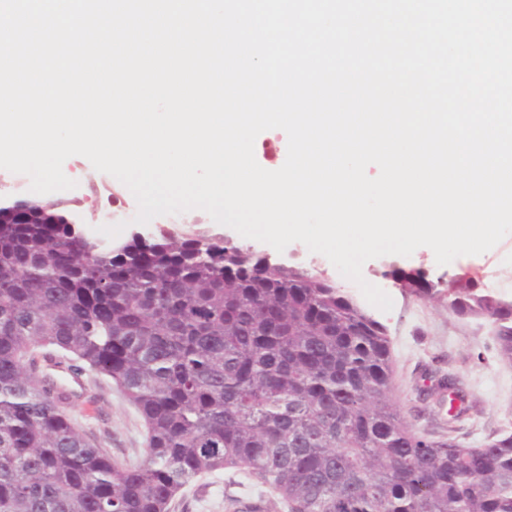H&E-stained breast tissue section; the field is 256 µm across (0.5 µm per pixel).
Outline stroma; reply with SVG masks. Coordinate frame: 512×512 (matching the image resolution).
Masks as SVG:
<instances>
[{
    "mask_svg": "<svg viewBox=\"0 0 512 512\" xmlns=\"http://www.w3.org/2000/svg\"><path fill=\"white\" fill-rule=\"evenodd\" d=\"M63 171L75 180L73 189L54 193L53 201L77 212L87 230L117 221V210L136 209L131 191L111 175L96 171L81 156L68 158ZM165 227L180 233L204 230L233 236V229L220 225L204 211L162 215L150 221L149 230ZM283 260L315 269L340 288L359 294V287L344 278L322 254L300 242L282 252ZM387 257L367 261L364 279L381 288L393 300L391 311L373 310L387 329L393 363L391 399L402 418L417 433L438 436L454 433L465 446L479 447L499 434L512 433V362L502 359L490 323L481 318L458 317L448 311L446 280L464 270L477 272L479 285L512 300V234L489 251L461 256L438 265L430 248H418L401 258L406 268L425 271L437 282L433 298L402 295L385 275ZM38 367V374L48 372ZM59 384L73 392L69 412L81 434L109 452L114 459L144 464L147 429L141 413L116 388L110 377L90 369L72 370L70 362L50 370ZM455 376L465 398V413L450 421L447 405L424 401L423 395L438 381ZM259 503V512H287L276 495L263 493L260 480L235 470L196 478L176 495L170 512H233L229 499Z\"/></svg>",
    "mask_w": 512,
    "mask_h": 512,
    "instance_id": "stroma-1",
    "label": "stroma"
}]
</instances>
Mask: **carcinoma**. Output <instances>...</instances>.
I'll return each mask as SVG.
<instances>
[{"instance_id": "obj_1", "label": "carcinoma", "mask_w": 512, "mask_h": 512, "mask_svg": "<svg viewBox=\"0 0 512 512\" xmlns=\"http://www.w3.org/2000/svg\"><path fill=\"white\" fill-rule=\"evenodd\" d=\"M392 275L431 295L421 271ZM448 311L493 325L512 361V301L457 274ZM54 346L141 412L147 461L91 445L72 394L32 373ZM385 326L321 273L249 246L160 231L97 251L47 206L0 222V512H170L235 468L288 512H512V434L477 448L414 433L390 404Z\"/></svg>"}]
</instances>
